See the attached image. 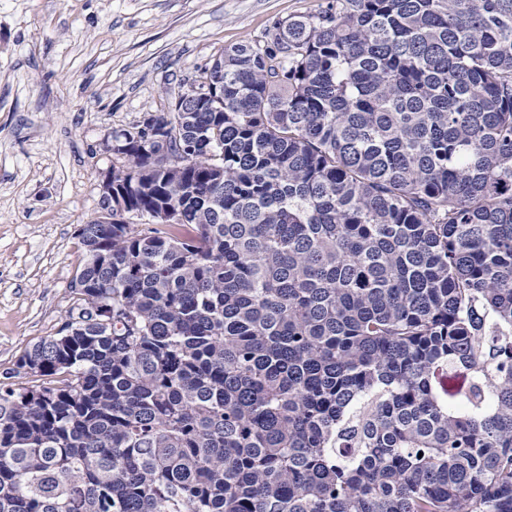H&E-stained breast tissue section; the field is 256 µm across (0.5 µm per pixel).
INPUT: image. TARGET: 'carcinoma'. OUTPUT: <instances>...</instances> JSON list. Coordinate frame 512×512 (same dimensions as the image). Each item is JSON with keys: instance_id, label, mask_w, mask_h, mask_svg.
Listing matches in <instances>:
<instances>
[{"instance_id": "obj_1", "label": "carcinoma", "mask_w": 512, "mask_h": 512, "mask_svg": "<svg viewBox=\"0 0 512 512\" xmlns=\"http://www.w3.org/2000/svg\"><path fill=\"white\" fill-rule=\"evenodd\" d=\"M112 138L0 512H512V0H324Z\"/></svg>"}]
</instances>
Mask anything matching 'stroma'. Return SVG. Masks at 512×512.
I'll use <instances>...</instances> for the list:
<instances>
[{"label": "stroma", "mask_w": 512, "mask_h": 512, "mask_svg": "<svg viewBox=\"0 0 512 512\" xmlns=\"http://www.w3.org/2000/svg\"><path fill=\"white\" fill-rule=\"evenodd\" d=\"M321 0H0V372L57 333L103 138L159 111L226 46Z\"/></svg>", "instance_id": "obj_1"}]
</instances>
